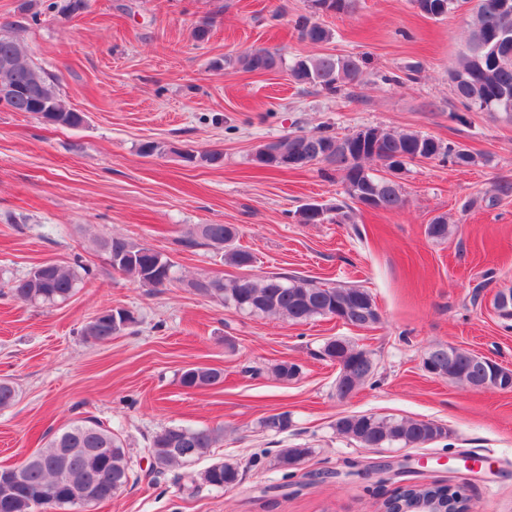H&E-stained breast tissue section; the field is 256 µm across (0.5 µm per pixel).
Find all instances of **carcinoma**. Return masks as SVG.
Listing matches in <instances>:
<instances>
[{
	"label": "carcinoma",
	"mask_w": 512,
	"mask_h": 512,
	"mask_svg": "<svg viewBox=\"0 0 512 512\" xmlns=\"http://www.w3.org/2000/svg\"><path fill=\"white\" fill-rule=\"evenodd\" d=\"M316 12H344L354 8L356 0H311ZM414 6L430 18L447 15L459 7L460 0H412ZM471 31L465 51L449 71L455 101L468 112L503 114L512 119V30L504 31L496 22L495 6L503 0H475ZM300 38L311 44L332 39V33L319 23L302 17L295 22ZM11 56L16 60L15 70L3 74L0 81L8 79L20 92L5 108L12 112L37 115L52 114L62 126L80 127L85 116L69 107L63 100L58 78L31 61L25 48L13 36L0 33V57ZM365 59L358 55L320 54L300 56L289 64L276 52L254 49L234 56L224 57V69L247 72H266L287 67L291 80L303 87L313 88L334 95L346 84L362 80ZM376 148L385 156H399L412 162L416 157L446 159L448 163L471 166L477 157L467 148L453 142L444 144L419 132H395L381 127L371 128ZM280 156L299 155L310 158L315 164H326L342 175L345 193L352 201L365 193L377 200L376 209L395 211L404 207L406 199L400 181L389 176H378L366 169L363 162L374 159L370 151H355L349 145V136H337L329 128L314 134H291L275 140ZM186 161L208 167L224 163L220 151L187 155ZM426 233L435 240L448 238V221L438 216L427 225ZM200 238L224 251L225 263L237 267H250L256 262L254 254L236 245L237 229L230 224H201L197 228ZM101 249L112 256L117 272L141 285L155 287L161 277H172V264L160 252L145 254L147 246L112 236L100 242ZM82 284L79 271L72 266L54 265L50 269L34 267L25 277L12 282L10 292L14 298L32 305H56L69 300ZM200 296L214 299L226 307H233L254 315H278L300 323L313 317H330L336 307L347 309L348 324L363 327L364 308L358 304L370 294L360 288L318 286L300 276L282 274L265 275L250 280L224 281L218 277H202L190 282ZM133 322L131 312L115 310L112 316H96L83 328V336L95 343H107L124 330L125 322ZM355 350L357 346L342 338L327 339L321 354L336 357V350ZM453 363H448V354ZM432 359L443 366L454 368L457 381L482 389H496L499 372L475 362L476 354L451 345H441L431 353ZM350 387L361 386L373 376L365 364L354 360L342 368ZM223 371L195 366L183 370L179 376L181 386L199 389L223 381ZM431 422L426 420L379 417L374 414L348 415L336 420V433L357 442L364 435L371 436L380 446H423L434 441L430 435ZM265 431L283 433L291 426L286 412L266 416L260 422ZM223 437L220 428H190L171 425L162 428L153 437L148 448L155 466L165 470L196 460L214 447ZM62 448H105L104 455L77 453L70 457L66 468L56 466ZM311 454L309 448L287 447L276 458L278 467L289 470L298 468ZM130 462L120 438L112 430L92 419L78 420L60 433L50 443L32 454V461L25 467L17 496L36 501L30 512H76L81 503L66 493L72 479L77 477L81 489L98 490V501L104 503L130 479ZM239 467L234 462L222 461L209 466L202 474L206 484L229 489L239 482ZM425 496L435 501L439 512H463L467 500L461 487L429 484L399 488L384 502L386 512H397L409 507L413 501Z\"/></svg>",
	"instance_id": "cac0c4a2"
}]
</instances>
